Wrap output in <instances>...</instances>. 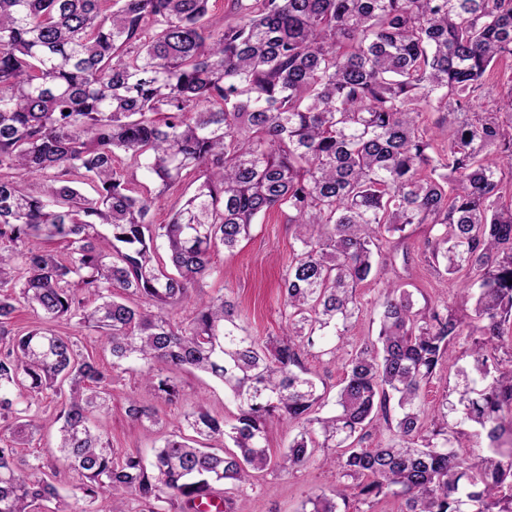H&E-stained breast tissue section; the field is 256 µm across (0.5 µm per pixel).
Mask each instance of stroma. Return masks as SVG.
<instances>
[{
    "instance_id": "1",
    "label": "stroma",
    "mask_w": 512,
    "mask_h": 512,
    "mask_svg": "<svg viewBox=\"0 0 512 512\" xmlns=\"http://www.w3.org/2000/svg\"><path fill=\"white\" fill-rule=\"evenodd\" d=\"M424 231H415L405 248L407 259H396L401 275L407 276L414 290L417 306L448 303L459 305V285L438 275L424 254ZM292 228L281 212H273L263 222L255 224L248 239L234 252L217 250L212 255L210 275L202 282V292L211 295L224 292L237 302L241 318L259 340L281 332L280 299L277 284L293 257ZM386 279L374 278L357 290L363 311L353 318L344 338L345 351H352L364 341L376 338L379 330L374 306ZM178 378L184 390L180 405L160 406V425H141L126 413L127 396H137L143 403L154 404L155 398L133 370H115L112 373V400L110 409L102 418L105 430L112 438L113 447L126 452L150 455L152 448L175 430L188 406L204 402L214 413L233 419L235 404L225 396L224 387L206 374L184 371ZM328 451L314 449L310 462L298 471L286 474L269 468L258 474L253 483L228 486L226 497L231 503L245 505L247 512H301L308 495L334 488L339 478L335 467L324 464Z\"/></svg>"
}]
</instances>
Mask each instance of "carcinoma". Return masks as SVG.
<instances>
[{
	"label": "carcinoma",
	"instance_id": "obj_1",
	"mask_svg": "<svg viewBox=\"0 0 512 512\" xmlns=\"http://www.w3.org/2000/svg\"><path fill=\"white\" fill-rule=\"evenodd\" d=\"M209 2L0 0V512L219 499L269 466L280 420L296 429L285 472L340 448L365 502L512 512V85L471 111L491 68L512 62V0H236L233 23L211 21ZM190 171L193 193L154 223L137 175L164 193ZM272 210L288 213L295 248L285 330L262 343L225 295L194 288L212 252H233ZM409 225L438 227L430 259L461 280L469 312L417 309L389 282L377 340L344 360L335 410L320 416L304 357L338 356L356 288L387 273L383 247ZM21 307L36 316L25 328ZM72 320L111 367L56 330ZM457 340L456 397L430 423L421 391ZM132 367L166 404L183 400L178 372L207 373L237 414L197 403L150 459L121 453L97 417L112 370ZM49 391L65 396L53 452L81 477L76 506L19 454ZM126 413L160 423L133 397ZM465 424L485 435L477 454L459 451ZM383 429L389 441L369 447ZM340 500L339 485L302 512Z\"/></svg>",
	"mask_w": 512,
	"mask_h": 512
}]
</instances>
